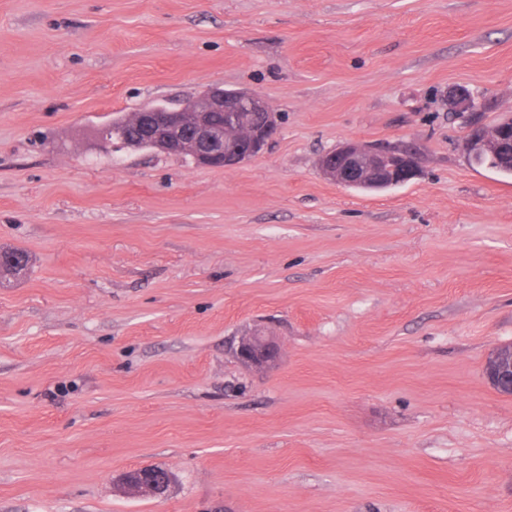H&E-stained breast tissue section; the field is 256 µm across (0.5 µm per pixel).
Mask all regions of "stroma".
<instances>
[{
	"label": "stroma",
	"mask_w": 512,
	"mask_h": 512,
	"mask_svg": "<svg viewBox=\"0 0 512 512\" xmlns=\"http://www.w3.org/2000/svg\"><path fill=\"white\" fill-rule=\"evenodd\" d=\"M214 85L281 114L261 154L99 151ZM459 87L512 113V0H0V512H512V178ZM348 140L420 173L336 185ZM455 112L461 114L479 112L482 106V99L466 89H457L450 95ZM140 112H133L131 115H119L110 120L120 125L132 137L139 136L142 138L135 119ZM112 124H103L97 129V140L103 153L110 155L116 150H139L140 145L136 140H131L124 136H116ZM510 144L512 150V114L501 118L490 128L470 122L464 149L475 162L484 155L499 156L510 149ZM419 152L410 147L367 145L350 140L326 152L318 170L343 187L382 189L408 183L419 174ZM232 351L242 364L256 370H264L279 361L282 345L275 336L253 332L240 336ZM486 376L493 387L503 394L511 395L512 392V351L511 354L495 353L492 362L486 363ZM161 469V468H160ZM154 467H142L127 471L120 478L122 489L133 496L157 497L169 486L170 476Z\"/></svg>",
	"instance_id": "stroma-1"
}]
</instances>
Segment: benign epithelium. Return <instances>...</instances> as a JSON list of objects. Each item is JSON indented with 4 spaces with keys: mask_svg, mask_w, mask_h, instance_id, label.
<instances>
[{
    "mask_svg": "<svg viewBox=\"0 0 512 512\" xmlns=\"http://www.w3.org/2000/svg\"><path fill=\"white\" fill-rule=\"evenodd\" d=\"M454 111L462 114L478 112L482 99L466 89L450 95ZM224 113V123L213 119V113ZM241 112L255 113L256 123L246 124ZM144 139L155 153L190 157L199 166L232 168L261 153L277 134L280 116L260 97L244 90H226L219 86L206 88L179 108L156 106L140 114ZM97 140L103 153L137 150V141L115 135L112 125L97 129ZM512 148V114L492 127L470 123L464 149L475 161L484 155L498 156ZM318 170L327 180L343 187L382 189L405 184L419 174V152L410 147L367 145L350 140L326 152L318 161ZM244 365L264 370L275 365L282 345L274 337L253 332L239 337L232 348ZM493 387L503 393L512 392V353H494L486 367ZM170 476L154 467L130 470L122 475V489L133 496L157 497L169 486Z\"/></svg>",
    "mask_w": 512,
    "mask_h": 512,
    "instance_id": "benign-epithelium-1",
    "label": "benign epithelium"
}]
</instances>
